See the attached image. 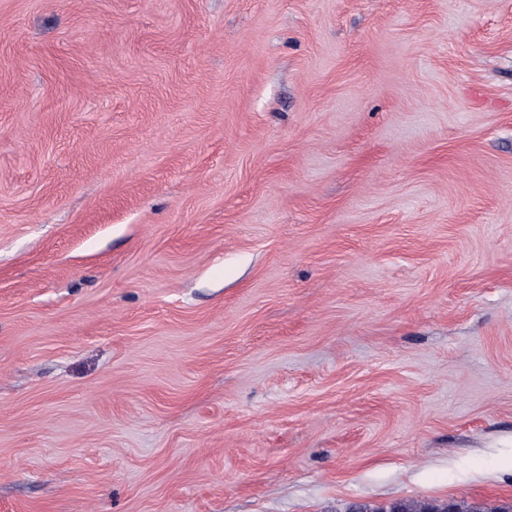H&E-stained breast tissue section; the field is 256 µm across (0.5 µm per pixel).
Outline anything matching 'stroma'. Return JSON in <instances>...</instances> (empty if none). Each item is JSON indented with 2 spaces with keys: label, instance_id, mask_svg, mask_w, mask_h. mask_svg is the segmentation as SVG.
<instances>
[{
  "label": "stroma",
  "instance_id": "obj_1",
  "mask_svg": "<svg viewBox=\"0 0 512 512\" xmlns=\"http://www.w3.org/2000/svg\"><path fill=\"white\" fill-rule=\"evenodd\" d=\"M512 501V0H0V512Z\"/></svg>",
  "mask_w": 512,
  "mask_h": 512
}]
</instances>
